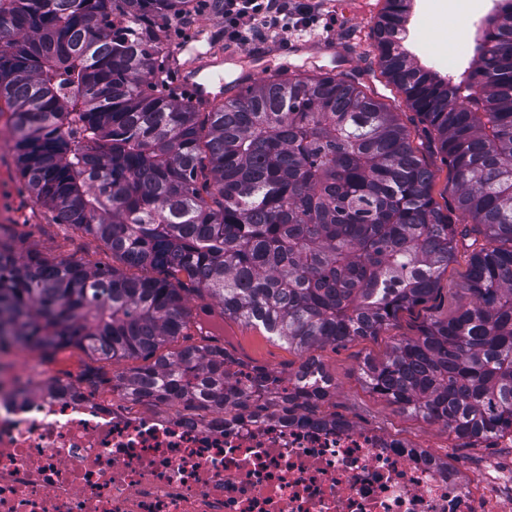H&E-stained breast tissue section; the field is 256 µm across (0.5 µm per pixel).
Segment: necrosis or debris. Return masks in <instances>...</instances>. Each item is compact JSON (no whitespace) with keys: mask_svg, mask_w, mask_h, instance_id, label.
Returning a JSON list of instances; mask_svg holds the SVG:
<instances>
[{"mask_svg":"<svg viewBox=\"0 0 512 512\" xmlns=\"http://www.w3.org/2000/svg\"><path fill=\"white\" fill-rule=\"evenodd\" d=\"M46 365L0 373V512H512L490 483L348 424L249 409L149 415Z\"/></svg>","mask_w":512,"mask_h":512,"instance_id":"obj_1","label":"necrosis or debris"}]
</instances>
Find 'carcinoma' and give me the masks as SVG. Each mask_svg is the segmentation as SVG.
Returning a JSON list of instances; mask_svg holds the SVG:
<instances>
[{"label":"carcinoma","mask_w":512,"mask_h":512,"mask_svg":"<svg viewBox=\"0 0 512 512\" xmlns=\"http://www.w3.org/2000/svg\"><path fill=\"white\" fill-rule=\"evenodd\" d=\"M410 0L375 25L382 73L437 134L457 224L398 113L344 75H277L202 112L167 92L159 22L194 0H0V117L17 168L59 224L90 234L133 277L20 251L0 224V351L153 359L115 377L132 402L222 410L217 344L160 352L190 299L305 356L288 415L336 389L312 349L374 337L470 255L454 316L431 319L367 387L472 444L512 435V0H497L457 81L401 49Z\"/></svg>","instance_id":"obj_1"}]
</instances>
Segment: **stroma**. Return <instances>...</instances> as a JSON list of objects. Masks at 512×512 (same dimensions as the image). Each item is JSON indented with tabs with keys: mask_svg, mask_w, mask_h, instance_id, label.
<instances>
[{
	"mask_svg": "<svg viewBox=\"0 0 512 512\" xmlns=\"http://www.w3.org/2000/svg\"><path fill=\"white\" fill-rule=\"evenodd\" d=\"M496 0H411L406 25V41L418 66L448 76V49L458 38L475 40L482 21L490 15ZM385 0H342L346 17L320 8L318 21L303 39L315 43L351 41L353 48L339 57L309 53L287 56L278 53V46L287 42L285 36L267 34L261 41L239 46V53L249 55L248 63L228 61L224 64L226 79H234L244 65L255 66L259 78L287 73H333L352 78L368 96L390 111L398 113L411 133L422 159L435 173L433 196L439 204L452 197L448 182V165L438 151V143L430 126L408 108L400 90L382 75L379 52L373 29ZM223 16L199 5L190 24L168 20L161 24V38L167 51L176 52L194 37L211 38L223 33ZM264 48V57H256L257 48ZM0 224H36L39 232L26 243L51 258L76 259L101 268L115 265L111 251L99 240L67 224L56 223L49 208L25 197L20 206L0 208ZM468 255L459 252L455 263L442 273L432 299L400 312L378 336L343 346L326 344L314 352L332 377L336 390L320 406V414H336L357 427H369L387 434L402 436L413 444L430 449L440 459L450 461L467 474H484L498 468L500 476L512 473V447L496 441L470 445L455 439L444 425L427 423L407 413L398 412L392 404L371 392L360 376L364 358L381 359L400 339L417 336L420 327L432 317L445 319L454 314L465 298V275ZM224 349L238 361L265 367L276 373L296 368L301 355L287 346L269 339L260 331L233 319L224 321Z\"/></svg>",
	"mask_w": 512,
	"mask_h": 512,
	"instance_id": "stroma-1",
	"label": "stroma"
}]
</instances>
